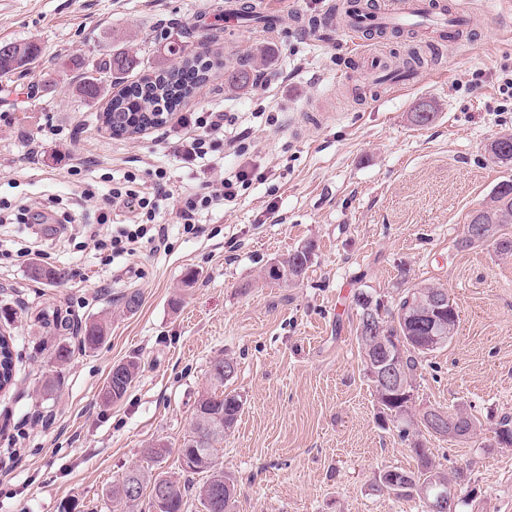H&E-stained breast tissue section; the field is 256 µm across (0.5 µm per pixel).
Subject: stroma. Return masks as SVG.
Segmentation results:
<instances>
[{"label":"stroma","mask_w":512,"mask_h":512,"mask_svg":"<svg viewBox=\"0 0 512 512\" xmlns=\"http://www.w3.org/2000/svg\"><path fill=\"white\" fill-rule=\"evenodd\" d=\"M224 2L0 0V43L40 49L0 78V199L44 213L56 198L91 224L126 171L161 166L187 190L202 182L162 143V129L115 137L103 128L116 86L79 96L75 61L120 49L155 68L176 63L178 47L219 58L182 109L240 113L250 163L271 173L212 211L204 235L169 224V251L103 266L46 223L36 230L67 269L63 283L32 279L26 262L0 268V310L13 315L0 329L14 354L13 381L0 391V512H127L111 490L129 471L183 480L177 448L219 356L237 360L231 387L245 398L217 451L238 482L234 512H422L418 499L375 486L382 469L413 470L417 459L379 412L352 303L359 289L389 301L415 284L446 288L460 317L451 343L423 360L415 405H457L481 424L469 442L424 443L444 469L463 470L460 512H512V447L481 445L512 416V252L458 245L474 211L512 181V163L487 152L512 133L498 90L512 76V30L502 25L512 0H466L470 24L455 47L434 50L431 78L366 100L354 93L366 79L353 60L359 44L294 24L296 13L317 15L336 0H264L272 28L225 27ZM241 66L250 83L227 89ZM423 102L435 116L419 126L412 114ZM323 108L334 119L314 122ZM62 154L96 164L74 174ZM89 184L99 197L84 204ZM271 203L281 223L267 222ZM305 246V277L265 278L271 261ZM130 291L142 295L134 314L121 300ZM100 319L106 339L86 350L81 330ZM61 342L72 355L55 371ZM129 359L140 366L135 381L104 405L112 365ZM52 376L59 384L48 395ZM156 441L170 448L159 460L144 453Z\"/></svg>","instance_id":"35a3bbf8"}]
</instances>
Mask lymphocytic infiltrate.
<instances>
[{
    "instance_id": "1",
    "label": "lymphocytic infiltrate",
    "mask_w": 512,
    "mask_h": 512,
    "mask_svg": "<svg viewBox=\"0 0 512 512\" xmlns=\"http://www.w3.org/2000/svg\"><path fill=\"white\" fill-rule=\"evenodd\" d=\"M239 122L235 112H190L178 118L167 136L174 153L183 163L212 170L223 167L225 153L246 156L249 146L245 135L227 136L228 128ZM150 187H141L133 172H125L122 181L113 184L106 197L96 223L78 224L65 217L59 229L69 240L92 243L104 264L136 255L142 244H151L153 250L168 248L165 228L159 227L158 218L167 201L178 204L176 217L184 233L199 236L204 227L199 222L203 212L233 204L239 193L253 182L268 180L269 174L261 168L238 167L225 173L219 183L203 182L193 192L183 191L170 180L166 169L156 167L151 172ZM127 210L131 221L116 224L112 221L115 209Z\"/></svg>"
}]
</instances>
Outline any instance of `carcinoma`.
<instances>
[{
  "label": "carcinoma",
  "instance_id": "cac0c4a2",
  "mask_svg": "<svg viewBox=\"0 0 512 512\" xmlns=\"http://www.w3.org/2000/svg\"><path fill=\"white\" fill-rule=\"evenodd\" d=\"M14 52L0 54V76H9L26 66L36 56L38 49L31 43L10 42L6 45ZM0 44V49L6 47ZM138 67L136 59L128 53L116 52L108 59L81 73L79 93L87 98H96L100 94L102 79L121 80L131 76ZM205 58L201 54L185 55L178 63L169 68L155 69L152 74L144 75L125 85L118 94L112 96L102 113L104 127L115 136L134 135L149 127H158L166 123V118L188 98L196 86L209 79ZM198 68L201 73L192 86L182 81L185 71ZM512 217V186L506 191H495L483 207L471 216V221L485 226L487 238L496 242L502 251H512V239L499 236L500 227L509 223ZM32 277L50 285L64 281L65 272L61 268H45L39 264L31 267ZM437 289L435 285L406 288L398 294L393 307H380L379 300L365 290L353 294L352 302L360 317L359 327H364L367 319L373 317L380 327L378 334L370 336L357 333V339L363 352L364 370L368 376L374 374V355L377 348L387 346L390 356L397 364L401 389H387L374 384L376 399L383 412L393 418L404 436L414 435L413 451L418 459L415 471H406L397 467L381 470L375 478L380 489L392 491L397 495L416 497L420 500L423 512H430L428 499L434 488L441 486L457 490L462 472L453 474L441 470L427 453L423 444L417 440L421 432L446 438L450 441L464 442L478 434L477 419L454 406L439 407L448 419L443 429H431L427 424V407L420 413H413V391L417 372L422 358L435 351L430 345L429 336H440L442 345L448 344V333H456L459 319H452L449 313L429 314L420 304L426 293ZM106 338V324L93 321L85 324L82 343L84 348L95 350ZM233 359L224 357L211 362L210 380L212 390L201 395L196 403L194 414L205 415L223 422V430L213 434L211 439L198 445L201 458L195 467L187 470L189 474L205 473L206 481L198 487L197 499L205 512H232L237 494L236 479L218 466L215 455L217 445L224 440V431L231 429L240 415L244 402L242 396L224 389L231 378L218 371L221 365H227ZM139 372L137 361L130 359L115 364L110 369L101 391L102 402L106 405L122 400ZM13 374L12 352L8 341H0V382L7 384ZM495 444L501 448L512 447V420L504 418L495 431ZM139 491L149 489V508L155 512H184L189 489L161 475L136 473ZM112 497L122 501L128 507L135 506L129 494V481L123 480L112 486Z\"/></svg>",
  "mask_w": 512,
  "mask_h": 512
}]
</instances>
